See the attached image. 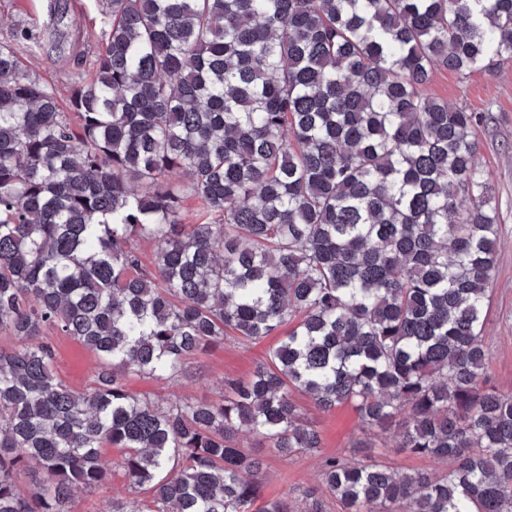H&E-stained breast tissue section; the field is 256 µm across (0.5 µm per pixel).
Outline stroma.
<instances>
[{"label": "stroma", "mask_w": 512, "mask_h": 512, "mask_svg": "<svg viewBox=\"0 0 512 512\" xmlns=\"http://www.w3.org/2000/svg\"><path fill=\"white\" fill-rule=\"evenodd\" d=\"M49 5L50 0H0V42L11 39L22 26L36 34L59 28L63 34L62 53L42 48L22 53L19 61L23 72L62 86L72 69H90L100 53L102 17L95 0H66V16L60 22L55 20ZM425 92L483 117L482 123L472 130L478 144L476 161L489 175L490 192L502 224L485 328L489 350L487 376L491 384L512 390V62L466 76L435 68ZM53 343L58 377L75 389L89 387L97 366L94 354L66 336L54 337ZM275 343L272 336L245 344L228 339L198 356L191 365L190 377L161 383L131 376L126 386L136 396L177 395L191 402L214 401L221 398L225 379H247L266 360ZM295 401L304 419L319 431L323 448L318 454L288 459L268 456L264 493L269 497H297L303 490L316 487L321 454L344 458L353 455L352 442L359 432V420L351 406L343 404L323 412L307 396L296 395ZM120 456V449L105 450L107 484L94 493L77 494L72 512H101L105 500L125 490L127 482L117 465Z\"/></svg>", "instance_id": "obj_1"}]
</instances>
